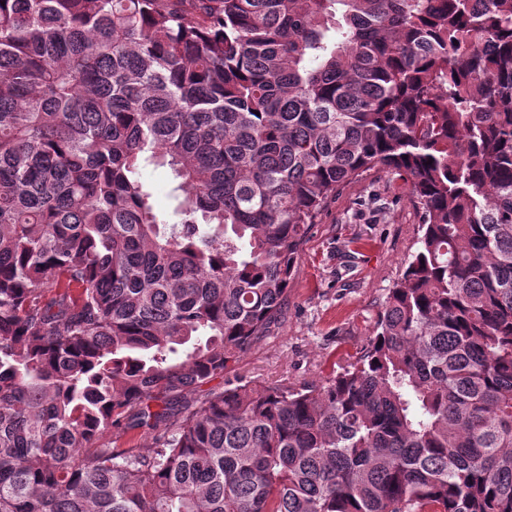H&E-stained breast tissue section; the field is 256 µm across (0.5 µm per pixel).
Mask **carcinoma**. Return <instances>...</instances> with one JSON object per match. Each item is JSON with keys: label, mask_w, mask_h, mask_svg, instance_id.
<instances>
[{"label": "carcinoma", "mask_w": 512, "mask_h": 512, "mask_svg": "<svg viewBox=\"0 0 512 512\" xmlns=\"http://www.w3.org/2000/svg\"><path fill=\"white\" fill-rule=\"evenodd\" d=\"M371 170L375 335L224 378ZM0 512H512V0H0ZM141 178L153 188L158 210L165 214L171 212L173 203L168 198V193L177 182L170 171L165 168L146 166L141 169ZM112 439L114 448H137L141 453H147L152 448V435L143 431L129 432L123 435H108L106 440Z\"/></svg>", "instance_id": "carcinoma-1"}]
</instances>
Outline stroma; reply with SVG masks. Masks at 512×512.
I'll list each match as a JSON object with an SVG mask.
<instances>
[{
  "instance_id": "obj_1",
  "label": "stroma",
  "mask_w": 512,
  "mask_h": 512,
  "mask_svg": "<svg viewBox=\"0 0 512 512\" xmlns=\"http://www.w3.org/2000/svg\"><path fill=\"white\" fill-rule=\"evenodd\" d=\"M421 218L382 171L341 187L308 233L280 324L234 366L260 382H315L366 345L389 288L417 247Z\"/></svg>"
}]
</instances>
